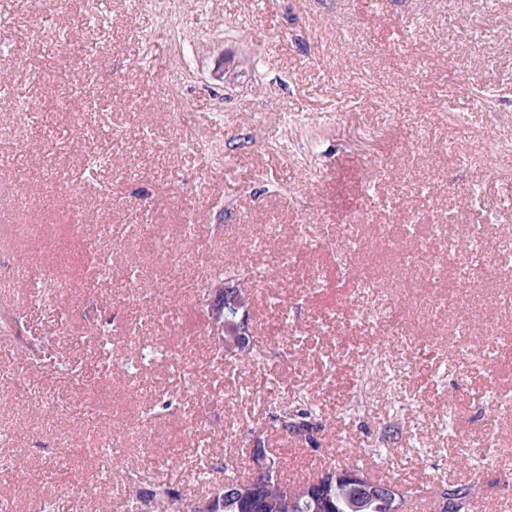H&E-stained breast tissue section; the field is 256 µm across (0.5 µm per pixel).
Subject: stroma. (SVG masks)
Here are the masks:
<instances>
[{"label":"stroma","mask_w":512,"mask_h":512,"mask_svg":"<svg viewBox=\"0 0 512 512\" xmlns=\"http://www.w3.org/2000/svg\"><path fill=\"white\" fill-rule=\"evenodd\" d=\"M53 2L0 0V366L17 374L0 380V503L144 512L129 481L198 498L242 475L257 443L290 482L355 464L411 491L417 512L454 484L472 486L470 512H512V415L487 398L512 388V362L459 363L447 312L422 317L402 296L403 333L387 335L354 291L390 271L376 225L448 221L459 241L489 208L512 227V180L497 173L512 156L490 153L512 146V0ZM101 153L111 165L88 173ZM306 224L331 228L318 250L303 246ZM105 225L120 235L108 278L88 248ZM349 225L359 251L345 272ZM157 238L181 242L178 266ZM21 266L57 280L52 303ZM221 286L240 289L269 352L234 363V388L213 361ZM509 294L478 288L460 307L480 349L512 336ZM148 309L173 316L142 326L144 357L125 336ZM39 341L78 383L18 362ZM376 349L406 362L399 392L415 409L374 390L342 415ZM268 375L279 400L307 397L312 441L273 427L251 388ZM80 404L111 417L117 457Z\"/></svg>","instance_id":"35a3bbf8"}]
</instances>
